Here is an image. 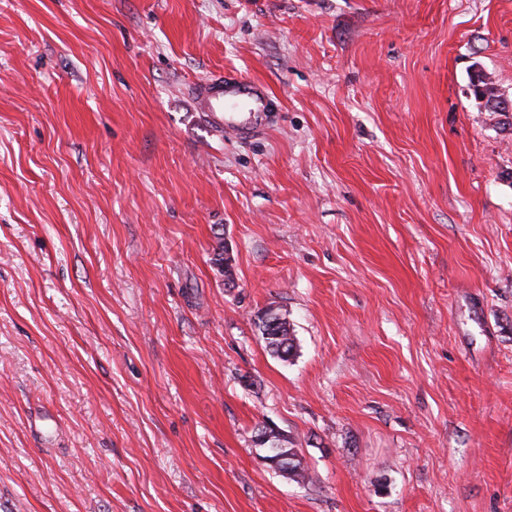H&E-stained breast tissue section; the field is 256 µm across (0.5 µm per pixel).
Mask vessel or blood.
<instances>
[{
    "label": "vessel or blood",
    "mask_w": 512,
    "mask_h": 512,
    "mask_svg": "<svg viewBox=\"0 0 512 512\" xmlns=\"http://www.w3.org/2000/svg\"><path fill=\"white\" fill-rule=\"evenodd\" d=\"M196 103L208 122L216 127L239 126L240 132L253 136L261 128V122L252 120L242 123L244 112L265 113L275 109L272 95L261 83L242 77L217 75L195 87Z\"/></svg>",
    "instance_id": "vessel-or-blood-1"
}]
</instances>
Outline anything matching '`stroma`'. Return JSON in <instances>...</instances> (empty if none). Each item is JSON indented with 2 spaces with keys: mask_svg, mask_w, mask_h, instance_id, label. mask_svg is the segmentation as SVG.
<instances>
[{
  "mask_svg": "<svg viewBox=\"0 0 512 512\" xmlns=\"http://www.w3.org/2000/svg\"><path fill=\"white\" fill-rule=\"evenodd\" d=\"M475 63L512 97V0H0V512H512ZM217 72L264 131L204 123ZM196 103L208 122L215 127L234 126L248 121V126L239 128L245 136L258 133L263 125L262 120H242L240 113L275 112L272 95L261 83L242 77L217 75L208 78L195 87ZM282 315V321L280 322L277 329L271 334H267L266 326L264 321L268 325H278L279 316L277 313L273 311H268L264 315V321L261 316H259L258 327L266 340L267 345L272 350L274 354H276L281 359H287L292 356L293 352L296 348V337L293 334V329L288 322L285 314ZM266 428L268 429L267 432L266 433L262 432L256 438V441L258 443H261L268 439V437L270 435L269 431L272 428H270L268 426H266ZM270 436H271V438L268 440V442H270V445L267 446L268 450L273 453L281 454L282 456H275V457L262 456L263 462L266 465L271 466L272 468L288 470V475H290V477H293L298 482H299V480H304L305 479V471L301 467V462L298 458V453H297L296 449L288 448V446L283 447L282 445L275 443V441H279L278 434H276L275 432H272ZM284 456L296 458L295 460L292 461L293 465H292L291 469H288V463H286V464L281 463L282 460L285 459ZM288 457H287V459H288Z\"/></svg>",
  "mask_w": 512,
  "mask_h": 512,
  "instance_id": "obj_1",
  "label": "stroma"
}]
</instances>
